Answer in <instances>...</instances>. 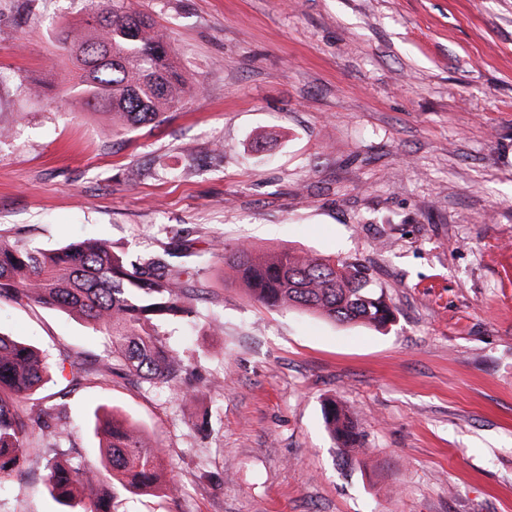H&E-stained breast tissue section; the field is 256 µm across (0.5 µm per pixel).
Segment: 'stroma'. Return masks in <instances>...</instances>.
Here are the masks:
<instances>
[{"label":"stroma","instance_id":"obj_1","mask_svg":"<svg viewBox=\"0 0 512 512\" xmlns=\"http://www.w3.org/2000/svg\"><path fill=\"white\" fill-rule=\"evenodd\" d=\"M170 37L194 92L155 128L113 129L63 98L55 41L84 0H0V237L103 239L134 256L197 248L358 258L386 329L268 310L199 275L192 323L160 329L195 396L110 370L55 308L0 304V332L82 363L73 444L100 459L98 406L139 426L179 494L117 490L113 512H512V0H130ZM333 399L361 446L341 461ZM207 432H198L201 420ZM51 435L0 482V512H60Z\"/></svg>","mask_w":512,"mask_h":512}]
</instances>
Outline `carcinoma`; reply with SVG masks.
<instances>
[{"label": "carcinoma", "mask_w": 512, "mask_h": 512, "mask_svg": "<svg viewBox=\"0 0 512 512\" xmlns=\"http://www.w3.org/2000/svg\"><path fill=\"white\" fill-rule=\"evenodd\" d=\"M77 70L73 91L89 110H105L124 131L156 127L177 108L187 81L168 36L128 0H87L82 17L55 33ZM212 257L177 234L158 252L131 258L101 240H81L44 249L0 238V301L57 308L78 315L112 345V366L151 386L179 387L185 372L180 353L159 337L158 327L193 313L200 265ZM230 284L269 310L300 309L341 324L384 329L395 310L370 268L358 259L299 256L287 251L259 254L238 244L224 248ZM30 344L0 333V480L23 464L29 437L43 424V410L21 413L28 399L65 371ZM327 429L343 454L360 445L353 418L333 400L323 405ZM100 461L72 455V430L65 403L57 407L51 432L59 458L45 464L52 498L69 507L76 492L100 487L81 512H112L115 489L152 492L163 459L141 430L102 407L94 414Z\"/></svg>", "instance_id": "obj_1"}]
</instances>
